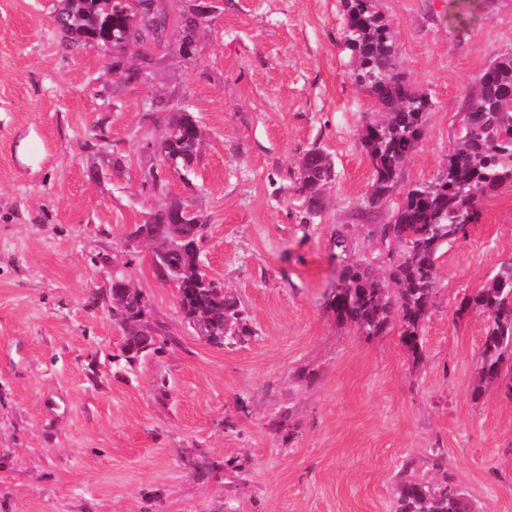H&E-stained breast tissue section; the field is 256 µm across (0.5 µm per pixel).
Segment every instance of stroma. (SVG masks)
I'll list each match as a JSON object with an SVG mask.
<instances>
[{
  "label": "stroma",
  "mask_w": 512,
  "mask_h": 512,
  "mask_svg": "<svg viewBox=\"0 0 512 512\" xmlns=\"http://www.w3.org/2000/svg\"><path fill=\"white\" fill-rule=\"evenodd\" d=\"M477 2L458 28L450 0H381L433 102L404 184L444 166L470 81L512 52V0ZM64 4L0 0V512H394L403 462L429 475L435 448L479 512H512V397L472 398L486 322L455 315L512 253V186L441 255L414 362L397 332L358 335L327 306L343 266L378 249L357 139L373 106L347 77L341 0H168L169 52L119 56L65 36ZM183 110L202 143L178 174L149 142ZM315 145L338 178L306 224L293 173ZM172 202L201 217L203 269L248 312L236 349L196 334L131 241ZM116 267L164 339L130 364Z\"/></svg>",
  "instance_id": "35a3bbf8"
}]
</instances>
